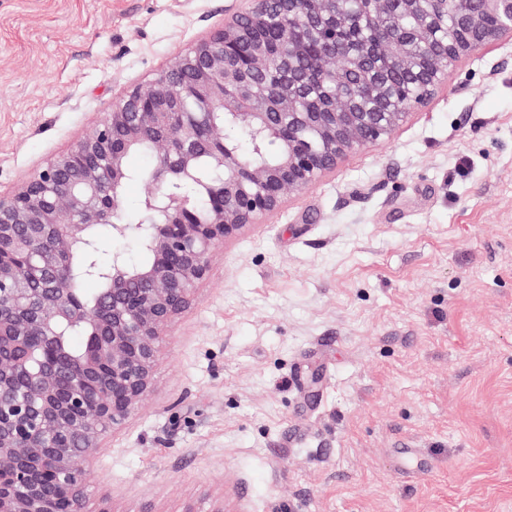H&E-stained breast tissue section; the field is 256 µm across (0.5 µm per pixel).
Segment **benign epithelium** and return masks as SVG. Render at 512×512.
Here are the masks:
<instances>
[{
  "instance_id": "obj_1",
  "label": "benign epithelium",
  "mask_w": 512,
  "mask_h": 512,
  "mask_svg": "<svg viewBox=\"0 0 512 512\" xmlns=\"http://www.w3.org/2000/svg\"><path fill=\"white\" fill-rule=\"evenodd\" d=\"M249 2L0 198V512H83L84 464L150 388L165 327L208 275L214 247L262 223L344 156L390 138L462 55L512 37V0H450L466 36L442 43L440 63L424 67L415 48L432 38L428 0H366L368 15L392 21L383 44L393 68L377 75L378 46L342 42L355 16L337 10L322 22L333 0ZM404 14L415 23L399 24ZM292 22L299 35L273 52ZM338 60L348 93H314L336 75ZM357 98L377 111H357ZM219 115L263 135L274 162L256 165L231 148ZM306 129L317 144L303 138ZM146 141L159 145L152 195L173 175L196 177L204 159L224 177L203 184L204 214L167 199L157 217L113 225L115 238L137 231L153 261L135 266L115 251L102 267L89 230L117 209L126 159ZM77 243L85 253L79 268ZM82 276L111 283L90 313L74 287ZM78 322L90 327L80 358L65 344Z\"/></svg>"
}]
</instances>
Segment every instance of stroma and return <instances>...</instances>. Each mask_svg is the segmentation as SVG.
<instances>
[{
    "label": "stroma",
    "mask_w": 512,
    "mask_h": 512,
    "mask_svg": "<svg viewBox=\"0 0 512 512\" xmlns=\"http://www.w3.org/2000/svg\"><path fill=\"white\" fill-rule=\"evenodd\" d=\"M245 0H0V196ZM89 512H512V38L214 249Z\"/></svg>",
    "instance_id": "stroma-1"
}]
</instances>
